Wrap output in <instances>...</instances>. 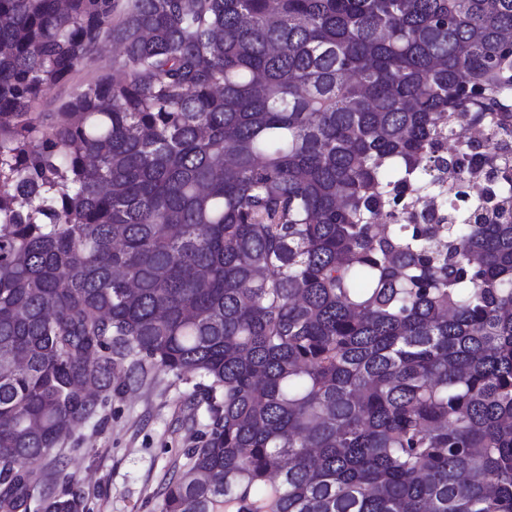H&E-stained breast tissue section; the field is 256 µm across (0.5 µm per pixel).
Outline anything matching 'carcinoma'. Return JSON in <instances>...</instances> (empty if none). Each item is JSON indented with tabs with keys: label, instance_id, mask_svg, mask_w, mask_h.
Returning <instances> with one entry per match:
<instances>
[{
	"label": "carcinoma",
	"instance_id": "carcinoma-1",
	"mask_svg": "<svg viewBox=\"0 0 512 512\" xmlns=\"http://www.w3.org/2000/svg\"><path fill=\"white\" fill-rule=\"evenodd\" d=\"M114 352L204 392L161 512H512V0H0V512ZM117 55L118 49H116L115 52L107 53L106 55L99 54L96 56L93 63L73 75L64 86L51 90L49 94L43 99L42 103L37 108V111L55 112L57 111L61 100L78 85L96 78L97 76H112V62L117 57Z\"/></svg>",
	"mask_w": 512,
	"mask_h": 512
}]
</instances>
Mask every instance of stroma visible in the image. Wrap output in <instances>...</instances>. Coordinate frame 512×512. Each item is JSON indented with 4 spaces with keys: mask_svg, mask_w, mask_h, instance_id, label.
<instances>
[{
    "mask_svg": "<svg viewBox=\"0 0 512 512\" xmlns=\"http://www.w3.org/2000/svg\"><path fill=\"white\" fill-rule=\"evenodd\" d=\"M113 54L96 56L43 99L40 111H56L78 85L112 72ZM124 383L113 389L97 416L64 436L41 467L50 478L45 497L62 482L55 470L73 477L83 512H160L169 479L187 472L191 450L208 431L206 406L195 383L144 364L131 371L122 361Z\"/></svg>",
    "mask_w": 512,
    "mask_h": 512,
    "instance_id": "1",
    "label": "stroma"
}]
</instances>
